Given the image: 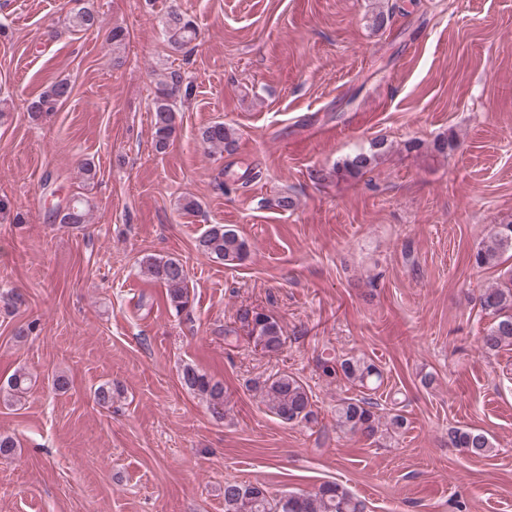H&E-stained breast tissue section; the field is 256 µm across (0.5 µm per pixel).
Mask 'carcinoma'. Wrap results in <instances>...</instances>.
<instances>
[{"label": "carcinoma", "mask_w": 512, "mask_h": 512, "mask_svg": "<svg viewBox=\"0 0 512 512\" xmlns=\"http://www.w3.org/2000/svg\"><path fill=\"white\" fill-rule=\"evenodd\" d=\"M77 31H94L99 28V16L89 7L82 6L69 18ZM165 33L170 48L180 52L196 40V29L191 20L175 10L167 13ZM153 99V141L159 152L166 149L175 131L177 100L183 92V77L176 69L160 75L156 82ZM72 94V86L66 79L59 80L33 101L30 111L49 113L65 102ZM234 130L222 123L213 122L200 133L203 145L209 150L230 151L235 143ZM386 151L385 143L376 141L367 150H360L345 159L343 174L356 177L372 171ZM89 208L83 198L75 196L65 206L57 208L52 216L60 224L79 225L87 221ZM198 251L205 257L226 264L244 259L247 254L245 240L233 228L221 224L211 226L199 239ZM512 249V224H501L482 242L474 254L479 267H495L502 256ZM147 272L159 280L166 289L167 301L177 310L187 306L188 273L183 263L174 258H148L144 261ZM478 303L486 314L493 316V323L481 337L482 348L497 351L512 345V279L482 289ZM238 320L246 325L261 348L270 355L278 354L283 347V335L279 323L271 316L250 308L238 311ZM322 371L336 375L359 391L355 397H344L336 404V427L347 432L361 433L369 438L397 434L408 427L407 418L400 413L383 416L378 402L370 396L381 383L382 372L370 359L364 357L336 358L320 361ZM29 376L18 371L7 381V393L17 396L24 393ZM181 382L199 395L211 414L224 418V386L214 382L206 374L186 366ZM252 388L261 396L267 409L286 423L317 422L311 397L304 385L296 378L279 373L263 381L253 382ZM453 447L471 458L489 456L496 445L490 435L479 429L460 428L452 432ZM224 512H365V504L334 482L321 484L312 493H290L280 498L269 497L266 489L236 481L224 483Z\"/></svg>", "instance_id": "1"}]
</instances>
